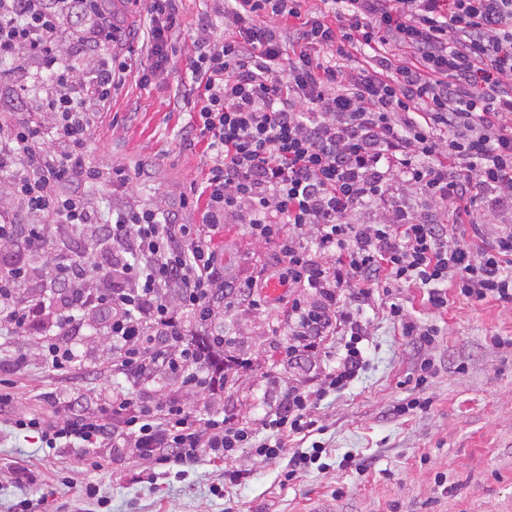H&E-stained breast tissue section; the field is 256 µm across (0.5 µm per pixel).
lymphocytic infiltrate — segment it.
<instances>
[{"label": "lymphocytic infiltrate", "mask_w": 512, "mask_h": 512, "mask_svg": "<svg viewBox=\"0 0 512 512\" xmlns=\"http://www.w3.org/2000/svg\"><path fill=\"white\" fill-rule=\"evenodd\" d=\"M131 10L135 25L122 26ZM222 13L223 38L205 21L181 51L176 0H0V64L51 78L38 111L0 112V323L43 330L52 368L67 373L78 356L65 338L97 319L127 379L159 367L209 387L201 368L210 347L185 342L183 317H213L224 231L242 224L275 244L278 281L313 295L288 310L305 349L337 320L350 339L317 388L289 392L267 415L270 438L228 417L201 422L178 403L116 393L96 413L15 420L47 447L108 441L185 465L227 460L249 443L275 459L280 435L310 432L311 405L363 368L367 327L345 308L349 290L367 299L377 288L389 298L418 288L435 309L447 307L452 287L468 300L512 303V227L488 244L481 220L483 207L512 208V0H224ZM66 31L82 51L100 52L93 68L63 62ZM121 40L142 43L159 66L184 53L181 97L193 107L184 140L209 163L178 207L124 206L103 225L92 187L105 176L120 188L129 180L124 166L106 172L87 161L85 145L95 110L132 72L130 56L112 49ZM355 53L361 66H348ZM368 205L380 221L351 223ZM188 211L198 223L184 222ZM59 229L103 235V265L57 251ZM308 229L311 249L300 242ZM20 242L50 263L29 266L16 255ZM25 286L52 298L21 297Z\"/></svg>", "instance_id": "1"}]
</instances>
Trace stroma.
<instances>
[{"label":"stroma","instance_id":"1","mask_svg":"<svg viewBox=\"0 0 512 512\" xmlns=\"http://www.w3.org/2000/svg\"><path fill=\"white\" fill-rule=\"evenodd\" d=\"M218 0H180L185 25L178 42L191 44L197 22L210 17L215 35L224 21ZM134 70L153 69L147 87L118 90L112 109L91 130L87 154L97 163L125 166L128 188L102 180L92 197L102 218L112 209L165 200L178 204L208 159L186 148L182 129L189 110L178 94L186 59L155 67L147 50L134 47ZM224 281L263 282L277 273L274 244L248 236L243 225L224 235ZM410 318L433 327V345L420 349L390 316L389 299L374 292L365 308L366 365L345 390L312 406L318 431L284 441L275 461L239 449L226 462L200 460L183 467L160 465L111 448L46 447L13 420L48 414L54 403L78 397L83 411L122 392L136 399L179 400L193 417L233 414L265 438V411L288 392L321 383L347 342L346 325H334L317 351L289 355L288 305L269 297L261 306L235 309L215 303L207 331L223 336L215 348L224 382L214 390L187 391L159 370L129 382L113 365L117 353L99 322L83 321L72 348L81 363L68 375L51 367L39 333L0 327V379L12 380L11 401L0 410V512H512V303L451 297L443 310L425 304L417 288H401ZM414 398L427 409L398 412ZM319 447L316 462L289 474L293 454ZM28 470L20 480L16 470ZM239 480H224L225 470Z\"/></svg>","mask_w":512,"mask_h":512}]
</instances>
